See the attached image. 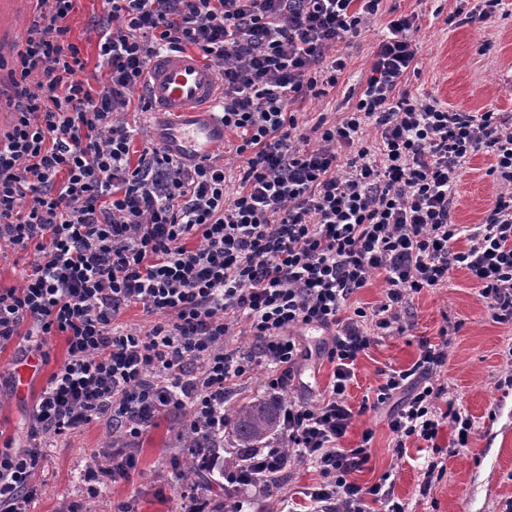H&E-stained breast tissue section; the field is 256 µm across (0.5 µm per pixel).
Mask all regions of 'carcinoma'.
Segmentation results:
<instances>
[{
	"label": "carcinoma",
	"mask_w": 512,
	"mask_h": 512,
	"mask_svg": "<svg viewBox=\"0 0 512 512\" xmlns=\"http://www.w3.org/2000/svg\"><path fill=\"white\" fill-rule=\"evenodd\" d=\"M232 424L234 437L239 452L232 459L225 461L229 468L243 464L249 450L275 435L279 425V406L264 401L251 402L236 409L228 417Z\"/></svg>",
	"instance_id": "obj_1"
}]
</instances>
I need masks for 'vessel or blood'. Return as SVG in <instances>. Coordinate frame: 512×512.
Instances as JSON below:
<instances>
[{
	"mask_svg": "<svg viewBox=\"0 0 512 512\" xmlns=\"http://www.w3.org/2000/svg\"><path fill=\"white\" fill-rule=\"evenodd\" d=\"M220 80L194 50L160 51L146 77L147 98L166 120L158 134L167 150L190 158L210 156L224 142L216 108Z\"/></svg>",
	"mask_w": 512,
	"mask_h": 512,
	"instance_id": "b4317fda",
	"label": "vessel or blood"
}]
</instances>
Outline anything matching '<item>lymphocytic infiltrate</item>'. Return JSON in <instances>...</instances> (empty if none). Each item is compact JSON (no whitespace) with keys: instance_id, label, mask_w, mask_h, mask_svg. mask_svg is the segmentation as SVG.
<instances>
[{"instance_id":"lymphocytic-infiltrate-1","label":"lymphocytic infiltrate","mask_w":512,"mask_h":512,"mask_svg":"<svg viewBox=\"0 0 512 512\" xmlns=\"http://www.w3.org/2000/svg\"><path fill=\"white\" fill-rule=\"evenodd\" d=\"M16 53L14 111L0 133V244L33 249L21 284L0 286V347L43 353L51 337L67 356L43 385L25 449L0 448V512H28L44 438L98 419L135 445L165 412L182 414L185 447L201 471L257 485L285 457L313 466L307 490L318 512H406L388 476L356 481L372 431L343 445L356 415L345 398L359 356L376 337L408 328L402 313L455 269L468 272L492 319L512 323V114L449 109L402 92L417 66L416 18L402 15L373 52L350 112L301 129L290 106L336 86L342 46L360 36L382 0H101L98 66L71 35L81 0H48ZM194 49L221 81L224 131L234 137L237 187L224 164L177 156L159 144L134 152L122 112L149 110L145 74L157 50ZM374 127L375 145L363 139ZM491 154L499 190L481 223L452 217L467 160ZM466 247H458L460 238ZM386 296L368 309L352 298L373 275ZM142 305L145 334L117 330ZM246 324L253 344L227 348ZM329 331L334 367L327 397L283 401L304 357L298 329ZM439 342L418 341L417 360L390 370L376 405L391 404L396 447L422 441L433 457L424 488L443 474L436 440L452 452L475 426L436 383L448 361ZM281 400L280 437L229 469L224 398L260 365Z\"/></svg>"}]
</instances>
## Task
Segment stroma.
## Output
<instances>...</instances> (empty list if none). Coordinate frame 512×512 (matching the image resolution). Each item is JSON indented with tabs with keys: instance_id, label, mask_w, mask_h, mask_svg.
I'll use <instances>...</instances> for the list:
<instances>
[{
	"instance_id": "35a3bbf8",
	"label": "stroma",
	"mask_w": 512,
	"mask_h": 512,
	"mask_svg": "<svg viewBox=\"0 0 512 512\" xmlns=\"http://www.w3.org/2000/svg\"><path fill=\"white\" fill-rule=\"evenodd\" d=\"M455 0H383L380 11L362 35L344 45L347 67L324 96L292 104L300 123L318 116L336 120L347 109L352 88L364 84L371 55L394 16L415 15L418 75L407 76L404 90L418 98L433 97L454 109L512 113V0L502 13L482 23L448 24ZM491 157H473L463 169L454 209L456 223L481 222L497 191L486 171ZM405 334L379 337L355 365L347 400L362 406L374 397L384 371L411 366L419 356L418 339L438 341L445 324L461 323L448 338V362L437 372L456 405L475 422L469 448L449 458L447 469L428 493H421L427 453L416 443L395 450L385 409L371 408L353 420L345 447L357 446L364 431L374 434L371 459L357 480L369 483L390 473L394 494L408 512H503L512 500V390L502 387L504 356L512 349V327L491 320L467 271L453 270L443 287L415 296L408 310ZM307 352L300 362V383L294 394L318 403L331 380V364L321 356L329 334L319 328L298 332ZM47 359H21L16 345L0 348V439L20 448L26 443L34 404L47 377L66 356L63 337H52ZM178 414H161L139 446L136 472L130 479L103 486L100 496H88L80 475L97 471L112 459L114 435L110 426L91 422L70 435L46 436L38 467V491L30 512H116L128 504L133 512H180L177 490L170 484L171 458L176 446ZM319 478L315 469L294 463L276 492L264 489L242 495L243 512H303V491Z\"/></svg>"
}]
</instances>
